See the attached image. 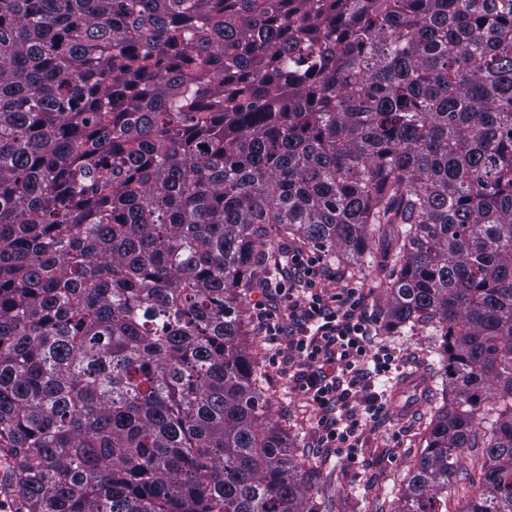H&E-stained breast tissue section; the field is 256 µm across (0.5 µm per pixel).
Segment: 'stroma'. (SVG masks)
I'll list each match as a JSON object with an SVG mask.
<instances>
[{"label": "stroma", "instance_id": "stroma-1", "mask_svg": "<svg viewBox=\"0 0 512 512\" xmlns=\"http://www.w3.org/2000/svg\"><path fill=\"white\" fill-rule=\"evenodd\" d=\"M371 254L364 268L346 266L335 259L324 262L323 280L329 292L344 288L364 289L368 307L377 320L375 345L389 348L400 359L401 371H426L436 361L439 337L420 328L402 330L388 327L384 319L389 300L387 285L399 248L397 227L380 224L371 227ZM256 309L248 311L249 336L245 344L253 353L264 375L263 393L273 418L288 438V452L314 487L315 512H395L399 491L412 476L414 460L426 446L428 409L410 418H402L393 403H386L382 416L369 423L362 435V446L354 459L336 449L317 443L316 428L320 415L297 389L288 372L287 353H276L263 335ZM465 469L448 483V512H458L481 478L477 451H460Z\"/></svg>", "mask_w": 512, "mask_h": 512}]
</instances>
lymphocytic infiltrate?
Masks as SVG:
<instances>
[{
    "label": "lymphocytic infiltrate",
    "instance_id": "1",
    "mask_svg": "<svg viewBox=\"0 0 512 512\" xmlns=\"http://www.w3.org/2000/svg\"><path fill=\"white\" fill-rule=\"evenodd\" d=\"M288 279L276 283V308L260 310L258 319L266 336L277 340L285 330L282 318L292 321L289 359L300 392L321 411L318 426L325 447L341 449L354 458L363 425L383 411L376 396L364 398L362 414L347 413L352 397L368 375L396 371V358L386 348H373L375 322L366 311L361 289L347 288L327 294L319 288V257L292 254Z\"/></svg>",
    "mask_w": 512,
    "mask_h": 512
}]
</instances>
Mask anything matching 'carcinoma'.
<instances>
[{"label":"carcinoma","instance_id":"obj_1","mask_svg":"<svg viewBox=\"0 0 512 512\" xmlns=\"http://www.w3.org/2000/svg\"><path fill=\"white\" fill-rule=\"evenodd\" d=\"M441 337L398 512H512V0H0V488L315 512L242 342L272 236ZM479 448H460L462 461L466 470L458 471L448 482V512H458L472 491V483L478 484L481 474V463L476 462Z\"/></svg>","mask_w":512,"mask_h":512}]
</instances>
